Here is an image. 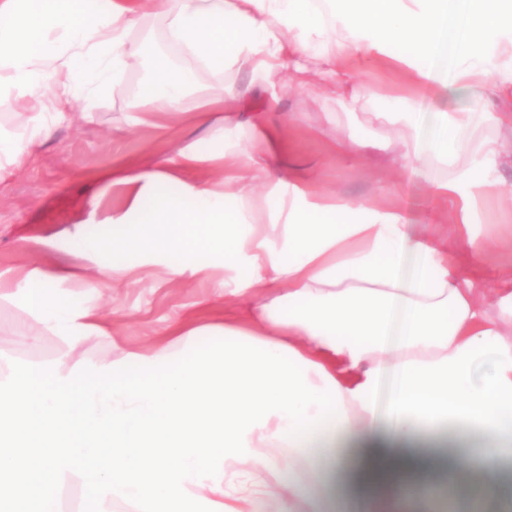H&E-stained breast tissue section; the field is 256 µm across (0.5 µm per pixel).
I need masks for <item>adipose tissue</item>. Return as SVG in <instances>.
Here are the masks:
<instances>
[{
	"instance_id": "adipose-tissue-1",
	"label": "adipose tissue",
	"mask_w": 512,
	"mask_h": 512,
	"mask_svg": "<svg viewBox=\"0 0 512 512\" xmlns=\"http://www.w3.org/2000/svg\"><path fill=\"white\" fill-rule=\"evenodd\" d=\"M165 14L172 41L212 71L247 69V87L200 99L190 71L130 42L139 0H0V90L25 91L59 112L69 100L57 88L77 79L90 97L134 67L147 79L133 111L193 112L220 126L222 152L188 148L170 158L181 194L159 198L151 210L140 200L160 172L116 166L100 175L122 187L128 202L113 249L179 256L168 268L173 277L224 272L212 294L224 314L202 324L195 311L181 310L166 338L132 358L158 362L197 337L238 333L309 361V383L335 382L345 415L310 443L280 441L275 433L289 422L271 415L246 436L255 457L226 459L221 484L190 482L187 490L225 512H299L301 502L306 512H323L341 478L362 506L386 492L391 512H430L436 496L456 494L457 475L468 469L481 476L471 512L491 494L498 512H512V497L500 491L501 471L512 462V290L485 287L461 270L484 267L493 252L472 227L500 186L504 150L493 138L471 145L470 136L490 121L512 124L511 112L488 111L483 96L512 97V0H172ZM56 30L72 48L62 60L48 39ZM356 54L404 71L412 83H465L477 95L473 109L437 113L425 130L410 99L376 113L404 146L379 180L376 202L357 203L289 174L280 157L297 116L282 112L275 92L266 109L280 113L278 123L250 104L252 89L278 74L292 88L333 85L357 96L344 66ZM428 160L445 170L430 188L454 214L447 233L438 224L416 228L392 203L402 179L421 175ZM72 278L96 296L105 282H135L132 269L116 262L89 276L51 268L25 279L26 300L47 329L68 341L110 337L96 308L79 310L48 294L51 284ZM386 378L397 415L389 433L375 426ZM447 424L465 444L462 460L451 463L422 446ZM341 438L354 442L353 452L338 448ZM244 467L256 477L249 489L234 481ZM335 503L345 512L346 502Z\"/></svg>"
}]
</instances>
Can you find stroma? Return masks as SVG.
Instances as JSON below:
<instances>
[{"label": "stroma", "instance_id": "obj_1", "mask_svg": "<svg viewBox=\"0 0 512 512\" xmlns=\"http://www.w3.org/2000/svg\"><path fill=\"white\" fill-rule=\"evenodd\" d=\"M178 63L193 72L196 86L212 95L248 80L238 68L216 73L186 55ZM354 79L367 89L355 100L330 90L320 103L309 92L282 89L285 110L300 118L296 143L283 160L290 171L314 177L326 190L362 202L373 197L383 168L401 150L400 136L376 122L375 113L394 108L397 98L408 97L425 127L436 113L468 110L472 91L460 85L420 87L367 61L356 63ZM142 81L141 71L134 69L123 72L94 98L71 91L70 109L60 116L47 114L50 131L35 138L27 159L0 171V355L10 361L49 364L63 350L69 364L78 367L114 360L121 350L142 349L158 337L175 307L200 302L210 292L208 282L191 274L168 278L160 257L134 250L117 255L102 249L84 253L72 247L80 236L112 238L111 220L125 210L121 190L104 187L99 172L119 162L138 171L154 170L188 146L205 152L221 148L210 126L192 121L189 115L147 118L130 111L128 99L138 93ZM33 114L30 101L1 98L0 135L29 136ZM353 136L379 138L384 148L370 161L340 156L337 145ZM442 175L431 163L426 175L404 179L400 203L413 223L431 218L428 180ZM474 231L499 242L493 260L479 273L487 287H498L501 268L512 266V205L488 201ZM115 259L144 276L136 284H108L95 298L97 310L111 324V338L90 337L64 345L24 300L25 277L48 267L95 273Z\"/></svg>", "mask_w": 512, "mask_h": 512}]
</instances>
